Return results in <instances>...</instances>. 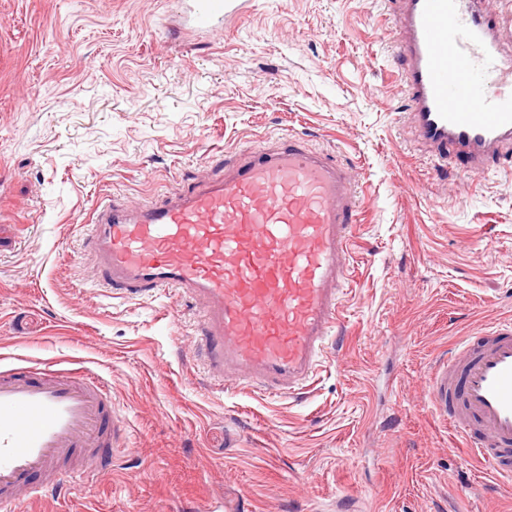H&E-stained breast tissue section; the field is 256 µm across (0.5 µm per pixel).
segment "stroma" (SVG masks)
<instances>
[{
    "mask_svg": "<svg viewBox=\"0 0 512 512\" xmlns=\"http://www.w3.org/2000/svg\"><path fill=\"white\" fill-rule=\"evenodd\" d=\"M177 0H0V366L84 368L128 424L111 468L16 512H512L429 402L512 322V145L445 173L408 122L397 0H253L204 38ZM295 135L362 200L343 326L302 396L213 388L202 308L108 295L82 223Z\"/></svg>",
    "mask_w": 512,
    "mask_h": 512,
    "instance_id": "35a3bbf8",
    "label": "stroma"
}]
</instances>
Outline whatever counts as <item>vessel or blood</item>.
Instances as JSON below:
<instances>
[{
  "instance_id": "obj_1",
  "label": "vessel or blood",
  "mask_w": 512,
  "mask_h": 512,
  "mask_svg": "<svg viewBox=\"0 0 512 512\" xmlns=\"http://www.w3.org/2000/svg\"><path fill=\"white\" fill-rule=\"evenodd\" d=\"M410 120L435 154L485 169L512 142V46L483 0H400ZM245 0H179L180 33L205 37ZM361 205L348 171L288 137L251 148L223 179L135 205L103 200L84 226L98 283L165 291L204 308L214 385L303 395L341 320ZM432 369L430 401L491 470L512 479V324L478 332ZM120 418L81 369L0 368V512L111 457Z\"/></svg>"
}]
</instances>
